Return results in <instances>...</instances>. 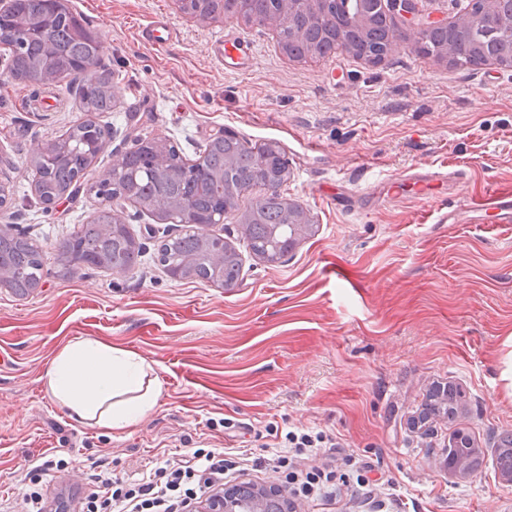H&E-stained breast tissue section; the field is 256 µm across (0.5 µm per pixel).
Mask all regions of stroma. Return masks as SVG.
<instances>
[{"label":"stroma","instance_id":"stroma-1","mask_svg":"<svg viewBox=\"0 0 512 512\" xmlns=\"http://www.w3.org/2000/svg\"><path fill=\"white\" fill-rule=\"evenodd\" d=\"M71 4L104 43L117 112L102 119L109 135L86 188L56 207L34 192L31 152L66 131L78 101L61 93L32 111L0 49V184L12 190L0 225L36 242L50 271L24 299L0 287V491L19 492L35 457L66 459L50 488L77 496L98 460L138 478L163 451L256 453L273 444L270 429L317 428L396 491L372 498L352 484L307 512H512V480L495 465L512 430V223L478 205L512 193V69L422 56L411 33L378 64L344 50L295 61L272 27L200 23L177 0ZM159 19L177 32L163 49L139 37ZM228 27L256 46L247 71L210 55ZM224 130L277 141L288 158L282 192L314 226L282 262L244 255L230 291L172 279L151 260L58 274L57 244L97 210L89 186L115 154L160 135L195 159ZM421 166L465 175L440 197L449 209L473 202L466 220L440 223L425 201L352 214L321 197L338 180L358 190ZM115 211L149 257L178 232L129 202ZM87 337L155 362L166 389L124 436L70 419L45 390L57 352ZM445 384L460 393L454 417L427 415ZM458 430L473 439L477 473L445 463Z\"/></svg>","mask_w":512,"mask_h":512}]
</instances>
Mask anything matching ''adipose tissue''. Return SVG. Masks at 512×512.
<instances>
[{
  "label": "adipose tissue",
  "instance_id": "1",
  "mask_svg": "<svg viewBox=\"0 0 512 512\" xmlns=\"http://www.w3.org/2000/svg\"><path fill=\"white\" fill-rule=\"evenodd\" d=\"M42 380L71 418L112 435L126 433L163 395L152 362L91 338L66 344Z\"/></svg>",
  "mask_w": 512,
  "mask_h": 512
}]
</instances>
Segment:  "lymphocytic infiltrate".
Instances as JSON below:
<instances>
[{
  "instance_id": "f902f5d3",
  "label": "lymphocytic infiltrate",
  "mask_w": 512,
  "mask_h": 512,
  "mask_svg": "<svg viewBox=\"0 0 512 512\" xmlns=\"http://www.w3.org/2000/svg\"><path fill=\"white\" fill-rule=\"evenodd\" d=\"M281 451L262 464L283 472L291 503L332 498L336 492V439L322 431H288ZM225 451L198 448L178 457L156 459L137 480L112 475L97 465L78 512H194L205 494L223 490L227 478Z\"/></svg>"
}]
</instances>
